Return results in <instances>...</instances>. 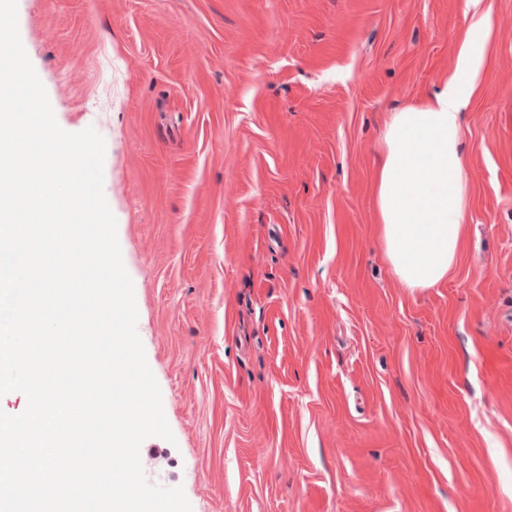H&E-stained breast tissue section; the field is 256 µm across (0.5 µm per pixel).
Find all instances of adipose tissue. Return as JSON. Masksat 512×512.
I'll list each match as a JSON object with an SVG mask.
<instances>
[{"label":"adipose tissue","instance_id":"obj_1","mask_svg":"<svg viewBox=\"0 0 512 512\" xmlns=\"http://www.w3.org/2000/svg\"><path fill=\"white\" fill-rule=\"evenodd\" d=\"M474 13L454 71L432 99L391 113L378 143L375 204L380 237L395 276L431 288L455 267L469 195L462 115L485 61L489 0Z\"/></svg>","mask_w":512,"mask_h":512}]
</instances>
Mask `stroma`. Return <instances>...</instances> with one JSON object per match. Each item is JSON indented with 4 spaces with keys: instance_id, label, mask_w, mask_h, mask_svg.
Instances as JSON below:
<instances>
[{
    "instance_id": "1",
    "label": "stroma",
    "mask_w": 512,
    "mask_h": 512,
    "mask_svg": "<svg viewBox=\"0 0 512 512\" xmlns=\"http://www.w3.org/2000/svg\"><path fill=\"white\" fill-rule=\"evenodd\" d=\"M464 114L458 262L392 272L389 113L450 75L466 0H17L103 191L193 512H512V0Z\"/></svg>"
}]
</instances>
